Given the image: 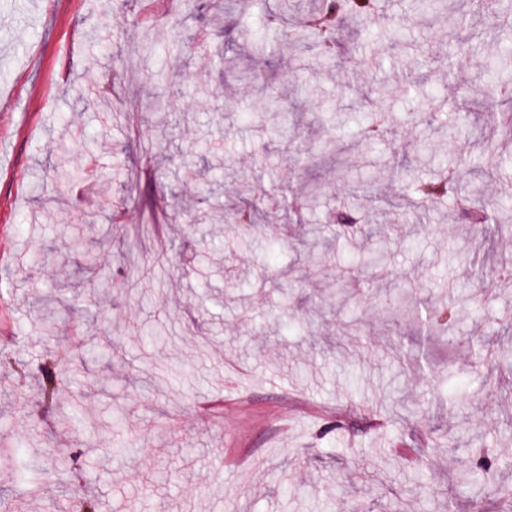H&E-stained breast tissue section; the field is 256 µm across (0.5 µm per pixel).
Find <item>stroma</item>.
<instances>
[{"instance_id": "obj_1", "label": "stroma", "mask_w": 512, "mask_h": 512, "mask_svg": "<svg viewBox=\"0 0 512 512\" xmlns=\"http://www.w3.org/2000/svg\"><path fill=\"white\" fill-rule=\"evenodd\" d=\"M280 2L243 16L236 0H0V361L23 366L0 375V443L39 463L0 470L14 512L74 494L97 512H497L496 488L478 497L453 476L512 459V389L474 367L512 344V287L474 304L479 273L512 256V238L482 235L512 224V137L486 118L501 18L448 0L466 19L458 45L407 0H376L347 18L329 60L292 36L311 0H294L284 24ZM246 29L266 47L244 45ZM228 58L247 78L225 75ZM271 98L287 135L260 119ZM451 106L453 144L435 120ZM377 111L391 125L365 141ZM60 141L88 176L52 208ZM448 168L459 194L477 182L493 200L483 224L449 198L392 209ZM314 182L315 207L289 222L285 203ZM259 196L249 239L208 218ZM344 207L356 224L327 232ZM88 214L95 229L75 243L69 228ZM93 275L107 294L90 295ZM61 284L70 309L49 336L37 301ZM400 290L469 316L449 340L392 324ZM342 324L357 330L338 335ZM105 334L111 355L61 362L44 405L46 352ZM76 404L83 419L60 428ZM118 444L128 453L114 456Z\"/></svg>"}]
</instances>
